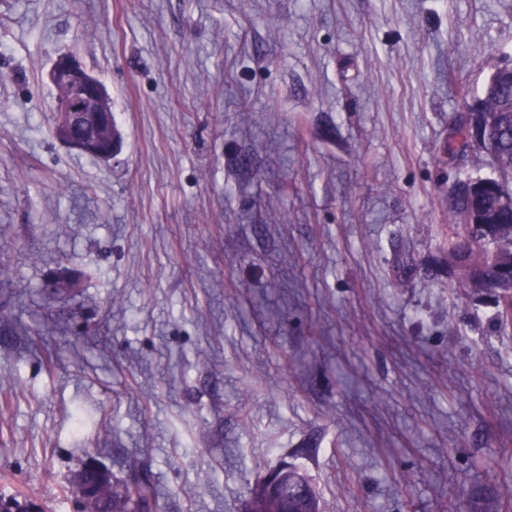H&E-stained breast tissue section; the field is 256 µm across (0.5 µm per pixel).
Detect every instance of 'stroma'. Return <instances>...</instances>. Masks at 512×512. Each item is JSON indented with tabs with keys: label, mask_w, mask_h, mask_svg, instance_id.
Here are the masks:
<instances>
[{
	"label": "stroma",
	"mask_w": 512,
	"mask_h": 512,
	"mask_svg": "<svg viewBox=\"0 0 512 512\" xmlns=\"http://www.w3.org/2000/svg\"><path fill=\"white\" fill-rule=\"evenodd\" d=\"M62 53L109 162L52 133ZM507 64L512 0H0V491L77 512L92 461L244 512L288 465L324 512H512V326L445 243L492 169L443 150Z\"/></svg>",
	"instance_id": "stroma-1"
}]
</instances>
